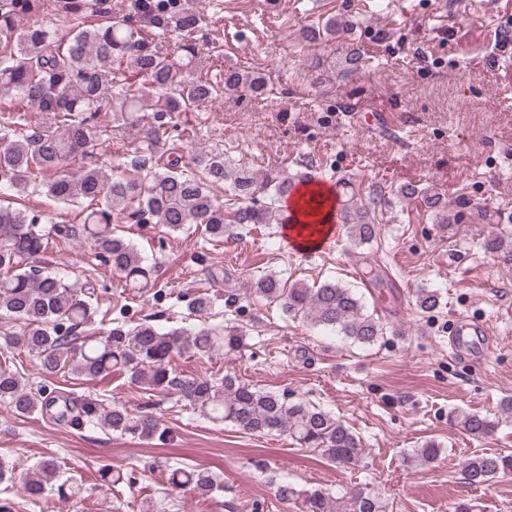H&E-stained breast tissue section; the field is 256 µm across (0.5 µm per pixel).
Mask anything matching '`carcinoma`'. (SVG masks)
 Instances as JSON below:
<instances>
[{
	"label": "carcinoma",
	"instance_id": "cac0c4a2",
	"mask_svg": "<svg viewBox=\"0 0 512 512\" xmlns=\"http://www.w3.org/2000/svg\"><path fill=\"white\" fill-rule=\"evenodd\" d=\"M53 17L46 26L39 17ZM208 25L203 10L190 0H128L125 13L112 16L108 0H0V197L33 190L64 206L80 208L77 224L0 204V314L19 324L6 345L31 353L46 376L65 370L89 380L116 372L148 394H176L180 401L215 422H228L253 434L286 435L300 448H314L339 466L357 463L364 453L360 437L332 412L285 393L255 387L235 375L220 379L180 377L170 367L173 355L214 356L238 351L244 336L233 326L220 332L203 323L164 330L144 316L95 328L91 284L70 279L49 263L30 260L46 253L51 241L87 242L125 287L142 293L154 286L155 266L135 244L113 233L112 225L155 222L172 232L189 224L213 242L250 224H282V201L307 177L297 172L257 176L245 165L224 159L214 149H194L187 162L175 157L152 163L155 148L168 136L166 117L213 102L216 85L201 75L202 44L196 33ZM225 92L243 91L255 100L268 94L261 72L226 67ZM109 117L106 124L100 115ZM135 133L137 143L126 164L105 169L100 153L114 131ZM78 162L75 171L67 166ZM230 191L228 204L215 193ZM263 192L268 202L260 204ZM406 203L420 202L435 221L447 220L444 197L414 187L398 192ZM383 190L370 185L365 199L350 197L343 207L349 241L362 247L377 240L375 213ZM250 293L274 303L284 314L308 320L363 346L375 344L386 325L366 309L357 289L332 280L287 284L275 274L259 277ZM439 294L422 290L417 307L431 313ZM192 313L208 319L215 309L208 295L191 301ZM0 402L17 417L53 411L59 426L82 429L90 423L141 439L163 438L160 422L122 405L62 394L46 397L12 371L0 370ZM476 439L494 432L496 420L477 412L457 415ZM441 448L432 441L415 449L413 460L434 462ZM464 474L476 486H489L512 474L511 453H477ZM175 487L210 497L224 491L220 477L205 470L176 467ZM277 499L295 503L299 512H389L372 490L334 496L322 488L298 489L275 483ZM70 500L79 485L60 482V463L40 459L28 470L23 493L41 499L52 490Z\"/></svg>",
	"mask_w": 512,
	"mask_h": 512
}]
</instances>
